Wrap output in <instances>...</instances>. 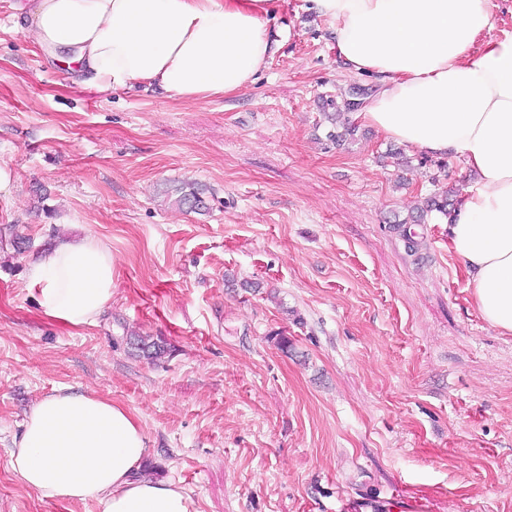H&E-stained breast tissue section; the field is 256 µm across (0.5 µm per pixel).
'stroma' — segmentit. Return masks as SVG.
<instances>
[{"label": "stroma", "instance_id": "stroma-1", "mask_svg": "<svg viewBox=\"0 0 512 512\" xmlns=\"http://www.w3.org/2000/svg\"><path fill=\"white\" fill-rule=\"evenodd\" d=\"M249 87L202 101L100 91L49 60L27 0H0V512H102L46 500L9 467L30 404L68 385L110 396L148 437L151 476L200 512H339L428 496L434 512H512V335L485 322L438 214L407 253L394 228L474 179L355 122L329 21L288 0ZM198 182L209 208L173 205ZM112 250L97 323L47 320L29 282L57 237ZM161 342L158 360L134 337ZM285 336L289 350L276 340Z\"/></svg>", "mask_w": 512, "mask_h": 512}]
</instances>
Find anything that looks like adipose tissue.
<instances>
[{"label":"adipose tissue","mask_w":512,"mask_h":512,"mask_svg":"<svg viewBox=\"0 0 512 512\" xmlns=\"http://www.w3.org/2000/svg\"><path fill=\"white\" fill-rule=\"evenodd\" d=\"M346 69L377 91L358 117L388 139L465 158L477 175L448 226L481 317L512 335V34L485 38L492 0H308ZM280 0H34L36 42L104 91L156 85L200 101L253 83L275 51ZM112 252L59 238L33 264L50 320L93 325L112 298ZM139 419L94 391L55 388L29 407L9 465L42 498L102 512H199L180 479L144 472Z\"/></svg>","instance_id":"obj_1"}]
</instances>
